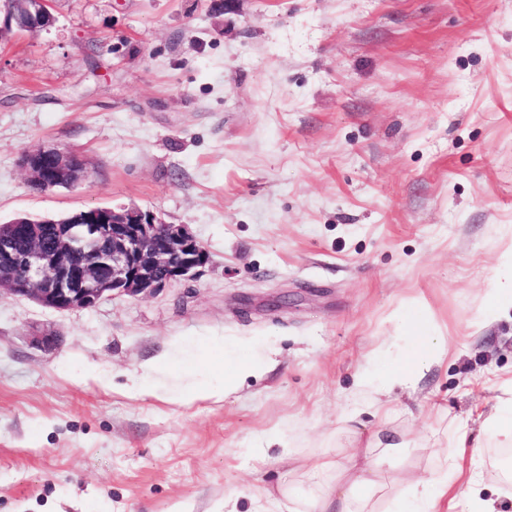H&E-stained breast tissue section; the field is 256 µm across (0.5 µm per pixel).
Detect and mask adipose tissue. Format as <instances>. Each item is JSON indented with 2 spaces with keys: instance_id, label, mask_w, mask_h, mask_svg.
Returning <instances> with one entry per match:
<instances>
[{
  "instance_id": "obj_1",
  "label": "adipose tissue",
  "mask_w": 512,
  "mask_h": 512,
  "mask_svg": "<svg viewBox=\"0 0 512 512\" xmlns=\"http://www.w3.org/2000/svg\"><path fill=\"white\" fill-rule=\"evenodd\" d=\"M407 324L412 338V352L393 360L372 358L357 377L356 386L379 395L380 408H387L391 389L418 382L433 363L428 324L416 314ZM495 438L512 445V399H505L483 420V433L469 435L458 430L444 451L446 469L422 478L411 476L394 497V512H497L493 500L483 498V484L472 469L463 465L465 456H479L485 438ZM404 439L394 433L373 437L368 444L353 448L348 463L327 458L315 464L310 474L313 484V512H362L357 496L360 489H375L377 477L392 459L406 453Z\"/></svg>"
}]
</instances>
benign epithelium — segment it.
Returning <instances> with one entry per match:
<instances>
[{
  "mask_svg": "<svg viewBox=\"0 0 512 512\" xmlns=\"http://www.w3.org/2000/svg\"><path fill=\"white\" fill-rule=\"evenodd\" d=\"M51 0H0V35L49 25ZM32 187L75 185L86 162L63 148H36L23 156ZM209 253L184 224H168L136 206L78 211L49 244L37 224H12L0 240V291L28 297L56 311L90 309L114 295H150L193 276Z\"/></svg>",
  "mask_w": 512,
  "mask_h": 512,
  "instance_id": "1",
  "label": "benign epithelium"
}]
</instances>
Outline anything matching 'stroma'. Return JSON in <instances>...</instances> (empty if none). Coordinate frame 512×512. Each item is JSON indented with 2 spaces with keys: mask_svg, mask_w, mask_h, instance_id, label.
I'll return each mask as SVG.
<instances>
[{
  "mask_svg": "<svg viewBox=\"0 0 512 512\" xmlns=\"http://www.w3.org/2000/svg\"><path fill=\"white\" fill-rule=\"evenodd\" d=\"M0 39V223L135 205L209 253L148 296L59 312L0 294V512H310L307 471L388 430L384 486L431 474L512 375V0H53ZM88 177L33 190L25 152ZM419 308L452 352L391 416L355 389ZM56 337L44 351L39 337ZM257 344L235 391L186 400ZM148 374L150 390L129 394ZM355 421H348L349 413ZM275 433L292 454L246 453ZM491 440L475 463L512 512Z\"/></svg>",
  "mask_w": 512,
  "mask_h": 512,
  "instance_id": "35a3bbf8",
  "label": "stroma"
}]
</instances>
